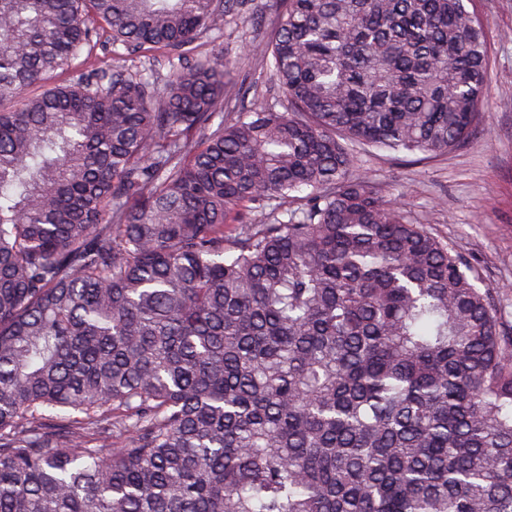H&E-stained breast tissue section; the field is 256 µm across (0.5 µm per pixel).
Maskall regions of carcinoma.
<instances>
[{
    "mask_svg": "<svg viewBox=\"0 0 512 512\" xmlns=\"http://www.w3.org/2000/svg\"><path fill=\"white\" fill-rule=\"evenodd\" d=\"M252 2L0 0V512H512L496 291L350 148L464 142L483 20L273 0L226 117ZM264 16L265 24L260 30H256L249 15L231 19L224 24V54L240 58L239 79L244 75L247 76L245 86L250 85L245 98L232 112H242L254 106L276 103L278 104L276 109L283 111L280 101L283 100L281 93L263 67L260 58L253 52L252 43L259 42L265 32L272 27L274 14L267 10Z\"/></svg>",
    "mask_w": 512,
    "mask_h": 512,
    "instance_id": "1",
    "label": "carcinoma"
}]
</instances>
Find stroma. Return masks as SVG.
Masks as SVG:
<instances>
[{"label":"stroma","instance_id":"stroma-1","mask_svg":"<svg viewBox=\"0 0 512 512\" xmlns=\"http://www.w3.org/2000/svg\"><path fill=\"white\" fill-rule=\"evenodd\" d=\"M485 24L487 107L460 146L437 158L358 152V164L384 200L405 207L498 289V311L512 330V0H464ZM264 36L250 17L224 26V51L239 57L249 89L238 111L279 103L281 94L253 45Z\"/></svg>","mask_w":512,"mask_h":512}]
</instances>
